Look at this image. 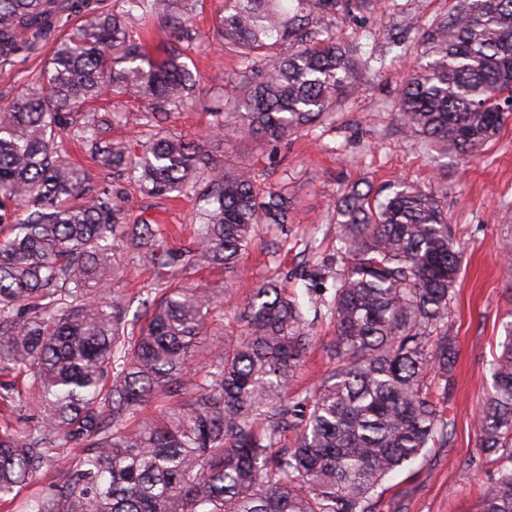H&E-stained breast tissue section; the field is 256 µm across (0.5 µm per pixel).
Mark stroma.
Instances as JSON below:
<instances>
[{
	"label": "stroma",
	"mask_w": 512,
	"mask_h": 512,
	"mask_svg": "<svg viewBox=\"0 0 512 512\" xmlns=\"http://www.w3.org/2000/svg\"><path fill=\"white\" fill-rule=\"evenodd\" d=\"M452 0H378L365 24L341 19L338 41L354 43L362 28L376 34L378 49L389 35L416 29L418 24L448 10ZM53 50L45 44L28 57L0 67V107L38 74ZM415 52L390 53L383 71L366 72L361 87L344 99L333 124L299 132L264 150L256 142L216 138L206 148L216 161L232 166L257 161L265 181L287 180L296 200L290 235L269 230L264 242L247 251L241 269L227 273L200 268L184 282L218 295L223 308L211 325L214 335L238 330L236 307L254 288L275 281L302 288L299 278L308 268L304 245L316 241L320 251L336 246V198L341 189L359 186L379 190L407 181L433 191L439 198L458 246L464 253L450 323L457 338V362L448 387V417L454 423L452 443L434 449L413 472H401L386 482L384 512H476L495 464H469L478 435L476 418L490 386L489 367L499 351L503 325L512 317V267L497 249V239L512 230V122L485 150L470 159L441 146L422 152L391 114L404 74L416 64ZM190 199L149 197L131 191L129 218L146 215L167 224H188ZM318 342L307 353L293 389L301 392L319 383L329 369L325 347L333 336L329 319H320Z\"/></svg>",
	"instance_id": "1"
}]
</instances>
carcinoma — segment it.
Wrapping results in <instances>:
<instances>
[{
	"label": "carcinoma",
	"mask_w": 512,
	"mask_h": 512,
	"mask_svg": "<svg viewBox=\"0 0 512 512\" xmlns=\"http://www.w3.org/2000/svg\"><path fill=\"white\" fill-rule=\"evenodd\" d=\"M117 2L109 13L95 0H0L4 61L82 19L0 107V375L24 382L0 402L40 416L25 431L0 416V500L41 476L27 512H376L387 479L454 430L449 317L462 254L440 200L408 182L375 196L347 188L336 256L315 274L330 295L307 287L301 302L261 285L237 307V336H210L216 297L179 279L199 266L232 272L262 225L294 223L286 188L260 187L253 164L214 162L205 142L232 129L274 147L333 120L373 62L336 42V19L371 14L377 0H224L206 31L202 0ZM156 23L182 51H147L141 33ZM419 29L425 63L403 78L395 118L423 149L475 156L512 119V0H454ZM208 38L239 63L213 78L214 94L181 61ZM109 96L140 138H107L117 113L92 104ZM198 107L211 117L198 140L161 126ZM62 130L109 176L71 162ZM127 183L194 197L195 222L127 219ZM118 249L159 286L141 324L115 287ZM322 314L335 328L332 367L292 395ZM500 348L477 420L478 456L499 466L479 512H512V322ZM175 396L160 418L133 421Z\"/></svg>",
	"instance_id": "cac0c4a2"
}]
</instances>
